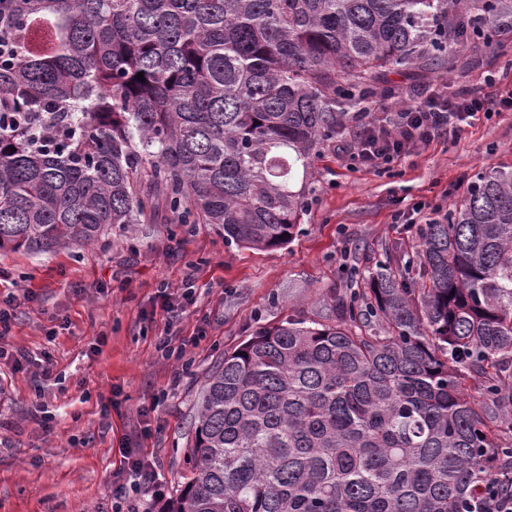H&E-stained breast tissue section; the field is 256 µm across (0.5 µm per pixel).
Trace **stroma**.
Segmentation results:
<instances>
[{"mask_svg": "<svg viewBox=\"0 0 512 512\" xmlns=\"http://www.w3.org/2000/svg\"><path fill=\"white\" fill-rule=\"evenodd\" d=\"M489 39L435 69L388 72L368 121L443 88L496 97L512 83V29L495 25ZM500 168H512V112H482L464 134L441 131L382 172L323 148L300 231L282 248L226 244L215 225L177 223L161 206L90 246L1 250L0 297H14L20 315L0 338V512H112L126 447L157 463L158 512L184 482L198 396L225 352L293 312L318 318L323 298L346 291L386 248H419L432 206L452 210L478 174ZM417 203L415 223H399ZM169 333L186 340L183 357L157 352ZM19 348L33 365L17 373ZM47 356L45 378L35 366Z\"/></svg>", "mask_w": 512, "mask_h": 512, "instance_id": "stroma-1", "label": "stroma"}]
</instances>
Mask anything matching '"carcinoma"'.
I'll list each match as a JSON object with an SVG mask.
<instances>
[{"mask_svg":"<svg viewBox=\"0 0 512 512\" xmlns=\"http://www.w3.org/2000/svg\"><path fill=\"white\" fill-rule=\"evenodd\" d=\"M507 8L0 0V249L93 243L159 195L228 244L284 246L313 158L386 72L477 49ZM324 302L224 353L161 512H463L512 473V170Z\"/></svg>","mask_w":512,"mask_h":512,"instance_id":"cac0c4a2","label":"carcinoma"}]
</instances>
